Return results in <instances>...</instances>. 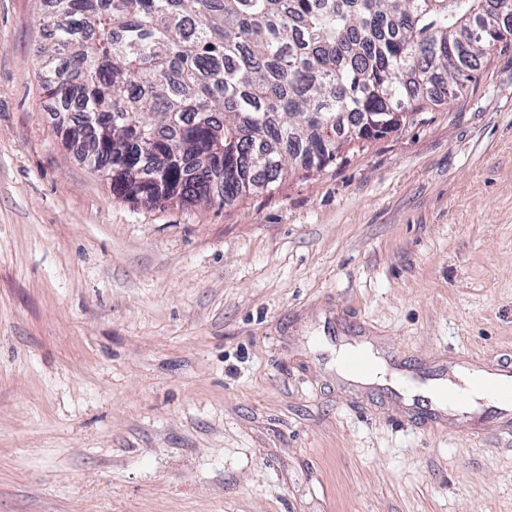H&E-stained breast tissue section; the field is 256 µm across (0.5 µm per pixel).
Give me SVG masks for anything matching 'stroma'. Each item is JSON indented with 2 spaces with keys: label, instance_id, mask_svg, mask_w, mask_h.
I'll use <instances>...</instances> for the list:
<instances>
[{
  "label": "stroma",
  "instance_id": "35a3bbf8",
  "mask_svg": "<svg viewBox=\"0 0 512 512\" xmlns=\"http://www.w3.org/2000/svg\"><path fill=\"white\" fill-rule=\"evenodd\" d=\"M41 0H0V512H512V43L455 97L237 201L113 197L55 135ZM494 374V377L482 379L485 385L486 392L475 384L473 378H468L458 375V382L448 381L440 387H435L427 392V395L433 400H440L448 389V383L458 389H461L468 398V404L471 407L477 406L479 401L485 400L486 396L501 405L512 407V373L507 372H487ZM487 393V394H486ZM463 400V394L460 391L449 390L445 396V401L448 402V407H453Z\"/></svg>",
  "mask_w": 512,
  "mask_h": 512
}]
</instances>
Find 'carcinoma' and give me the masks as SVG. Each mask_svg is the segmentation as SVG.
I'll list each match as a JSON object with an SVG mask.
<instances>
[{
  "label": "carcinoma",
  "mask_w": 512,
  "mask_h": 512,
  "mask_svg": "<svg viewBox=\"0 0 512 512\" xmlns=\"http://www.w3.org/2000/svg\"><path fill=\"white\" fill-rule=\"evenodd\" d=\"M60 134L123 201L232 202L463 90L512 0H44Z\"/></svg>",
  "instance_id": "obj_1"
}]
</instances>
